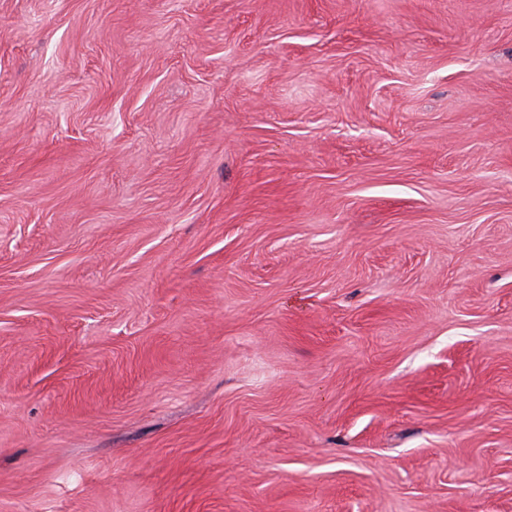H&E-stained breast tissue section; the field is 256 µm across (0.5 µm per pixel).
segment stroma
<instances>
[{
    "label": "stroma",
    "instance_id": "obj_1",
    "mask_svg": "<svg viewBox=\"0 0 512 512\" xmlns=\"http://www.w3.org/2000/svg\"><path fill=\"white\" fill-rule=\"evenodd\" d=\"M0 512H512V0H0Z\"/></svg>",
    "mask_w": 512,
    "mask_h": 512
}]
</instances>
